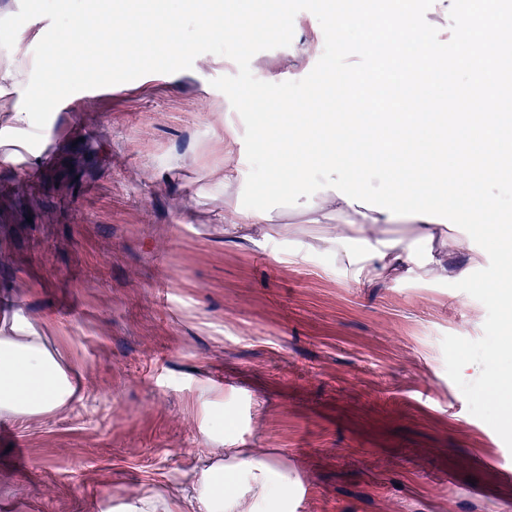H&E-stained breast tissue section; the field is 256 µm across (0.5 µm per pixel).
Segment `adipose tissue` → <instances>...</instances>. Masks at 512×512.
<instances>
[{"label": "adipose tissue", "mask_w": 512, "mask_h": 512, "mask_svg": "<svg viewBox=\"0 0 512 512\" xmlns=\"http://www.w3.org/2000/svg\"><path fill=\"white\" fill-rule=\"evenodd\" d=\"M448 3L463 31L451 56L431 35L437 19L415 20L408 0H383L367 20L350 12L334 13L333 31L341 50L361 55L368 68L336 75V96L329 105L336 119L314 129L288 122L279 131V148L267 155L279 172L269 190L273 197L300 182L310 166L327 173L329 187L310 197L305 207L312 223L328 224L329 235L356 236L363 254L354 270L359 280L415 266L431 278H442L450 257L463 253L469 263L478 262L479 253L471 249L475 236L512 257V233L504 231L501 214L491 205L480 220L471 222L470 235H443L442 250L435 254L421 253L419 243L402 245L377 234L386 224H419L432 230L447 225L448 214L440 203L444 189L465 200L478 179L497 178L512 163L499 123L508 88L504 66L512 60V10L501 7L489 13L480 0ZM358 27L362 37L351 39ZM444 60L495 75L497 82L477 85L464 102L452 88L428 92ZM329 106L312 103L318 112ZM462 124L487 147L484 158L467 154L451 162L440 145L423 147L427 129L451 132ZM370 160L390 161L402 169L388 182L382 205L368 201L363 172ZM335 213L350 214L351 219L329 225ZM74 394L68 373L43 336L21 317H13L8 334L0 336V413L48 412L66 405ZM290 489L287 473L255 449L215 448L194 468L186 512H288Z\"/></svg>", "instance_id": "ef3b65f1"}]
</instances>
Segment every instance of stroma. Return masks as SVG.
<instances>
[{
    "label": "stroma",
    "instance_id": "obj_1",
    "mask_svg": "<svg viewBox=\"0 0 512 512\" xmlns=\"http://www.w3.org/2000/svg\"><path fill=\"white\" fill-rule=\"evenodd\" d=\"M41 18L0 50V314L45 336L76 386L64 409L5 414L0 512H113L186 487L194 457L261 449L294 512H512V287L502 257L357 281L360 246L304 204L262 238L224 221L246 180L244 123L215 78L229 58L73 93L38 146L22 104ZM223 384L216 393L214 384Z\"/></svg>",
    "mask_w": 512,
    "mask_h": 512
}]
</instances>
